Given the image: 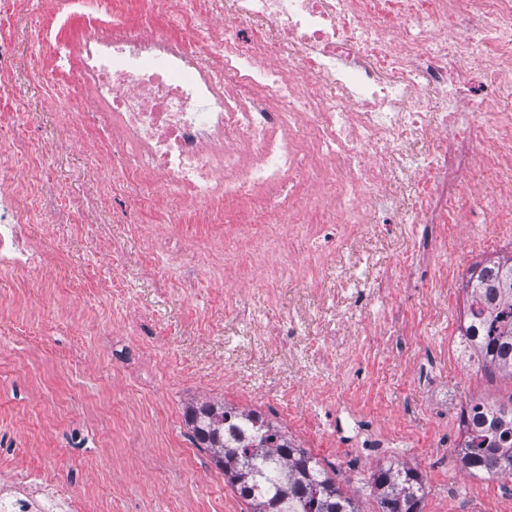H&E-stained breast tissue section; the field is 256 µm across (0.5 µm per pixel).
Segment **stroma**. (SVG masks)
I'll return each instance as SVG.
<instances>
[{
  "label": "stroma",
  "mask_w": 512,
  "mask_h": 512,
  "mask_svg": "<svg viewBox=\"0 0 512 512\" xmlns=\"http://www.w3.org/2000/svg\"><path fill=\"white\" fill-rule=\"evenodd\" d=\"M144 8L143 0H87L58 16L53 0H14L8 18L0 20V39L15 52L10 93L0 96V133L21 149L12 159H0V179L25 176L24 153L51 145L52 160L36 170L44 185L39 211L46 223L61 225L74 245L71 262L60 271L63 287L28 298L51 331V357L34 355L26 337L0 336V477L53 485L62 498L100 506L102 512H247L194 442L186 414L205 402L248 403L268 366L277 371L270 390L296 381L278 343L250 344L240 332L298 311L307 316L308 336L332 320L357 345L362 375L337 382V415H348L345 397L349 387H357L364 411L387 418V432L401 442L362 458L355 469L334 464L337 483L365 512H375L377 505L364 479L376 466L391 463L422 474V512H483L487 500L512 494V484L470 476L456 462L462 409L479 402L512 404L511 375L465 368L454 359L463 297L451 298L447 319L424 335L409 333L410 302L441 269L453 268L464 280L472 265L512 254V237L492 232L503 206L500 178L479 169V129L471 130L468 141L449 140L442 157L427 139H418L409 148L414 166H391L378 191L393 208L386 233H379L381 215L374 210L359 229L334 243L313 241L311 273L332 292L351 255L368 252L366 269L377 296L365 307L345 296L336 302L316 298L289 277L267 290H248L261 273L249 262L217 278L187 254L145 250L141 234L148 229L174 240H206L223 238L228 226L223 218L202 224L188 211L136 205L120 190L101 193L100 183L112 171V147L91 117L80 116L69 85L53 86L47 79V71L70 65L69 51L86 14L132 20ZM63 99L74 114L65 130L56 115ZM469 176L471 194L454 193V182ZM426 180L437 183L443 208L467 209L465 232L418 213L416 196ZM98 224L107 225L114 254L85 246ZM75 276L83 280L80 299L96 309L95 319L77 329L63 314L72 295L66 284ZM104 276L114 277L118 290L149 309L143 332L113 329L112 301L95 291ZM228 358L233 375L226 380L220 369Z\"/></svg>",
  "instance_id": "1"
}]
</instances>
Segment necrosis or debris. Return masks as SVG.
<instances>
[{
    "label": "necrosis or debris",
    "instance_id": "obj_1",
    "mask_svg": "<svg viewBox=\"0 0 512 512\" xmlns=\"http://www.w3.org/2000/svg\"><path fill=\"white\" fill-rule=\"evenodd\" d=\"M153 0L173 11L190 39L154 32L151 14L136 24H97L83 33L79 74L83 107L104 125L113 151L136 150L124 167L135 200L206 215L209 206L261 192L275 219L256 239L269 260L265 281L296 276L311 286V238L356 227L373 208L387 164L427 128L432 98L443 101L435 151L459 133L473 95L454 62L492 59L491 89L478 110L485 120L483 158L503 173L512 199V113L498 108L497 89L512 88V0ZM440 21L453 30L428 48L404 30ZM305 176L332 191L337 214L305 221L299 194L285 185ZM44 187L36 178L0 181V288L55 287L71 244L36 213ZM349 345L327 323L301 350L327 373L347 369ZM62 508L50 486L0 485V512Z\"/></svg>",
    "mask_w": 512,
    "mask_h": 512
}]
</instances>
